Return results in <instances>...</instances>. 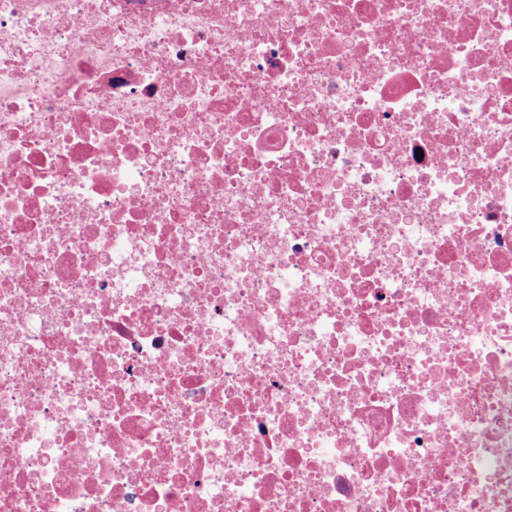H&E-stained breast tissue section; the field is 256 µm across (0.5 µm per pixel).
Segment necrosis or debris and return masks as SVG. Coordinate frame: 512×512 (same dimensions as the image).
<instances>
[{
	"instance_id": "obj_1",
	"label": "necrosis or debris",
	"mask_w": 512,
	"mask_h": 512,
	"mask_svg": "<svg viewBox=\"0 0 512 512\" xmlns=\"http://www.w3.org/2000/svg\"><path fill=\"white\" fill-rule=\"evenodd\" d=\"M0 512H512V0H0Z\"/></svg>"
}]
</instances>
